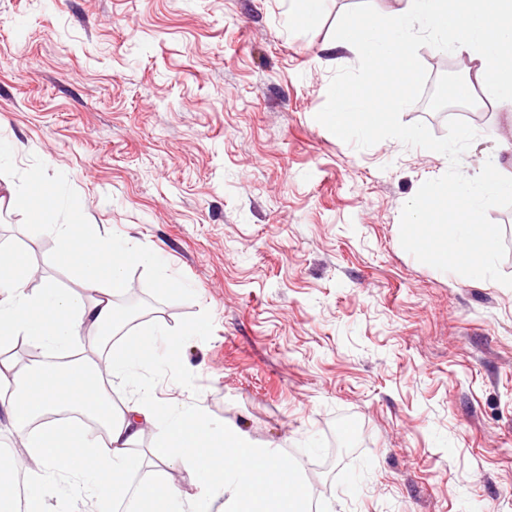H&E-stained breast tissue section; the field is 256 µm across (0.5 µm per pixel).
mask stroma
Listing matches in <instances>:
<instances>
[{"label":"stroma","instance_id":"stroma-1","mask_svg":"<svg viewBox=\"0 0 512 512\" xmlns=\"http://www.w3.org/2000/svg\"><path fill=\"white\" fill-rule=\"evenodd\" d=\"M396 6L326 0L303 21L296 0H0V183L18 191L0 242L38 269L29 287L83 291L45 262L33 180L57 223L81 209L128 237L151 310L126 334L202 325L142 386L294 454L318 512H512V289L400 244L403 205L449 161L359 150L316 119L358 62L338 27ZM460 109L481 117L462 172L512 165V112Z\"/></svg>","mask_w":512,"mask_h":512}]
</instances>
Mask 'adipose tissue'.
Instances as JSON below:
<instances>
[{
	"label": "adipose tissue",
	"mask_w": 512,
	"mask_h": 512,
	"mask_svg": "<svg viewBox=\"0 0 512 512\" xmlns=\"http://www.w3.org/2000/svg\"><path fill=\"white\" fill-rule=\"evenodd\" d=\"M387 23L358 18L336 32L334 48L361 54L370 76L340 95L324 120L337 135L376 132L425 82L415 32L428 30L438 49H454L496 107L512 112V0H398ZM29 220L50 227L48 265L74 270L78 294L52 281L27 288L14 253L0 246V346L22 342L42 349L35 362L0 363V407L23 440V455H0V512H13L14 477H26L25 512H55L46 488L54 478L75 481L79 512H108L122 499L126 512H296L302 481H289L300 462L272 453L231 425L214 426L203 401L156 402L139 382L159 350L176 361L178 335L139 330L111 346L106 364L82 358L49 364L74 347L100 345L98 331L115 321V300L128 286L127 246L96 235L87 214L58 224L45 202ZM71 416L56 419V412ZM150 447H143L145 436ZM76 443L77 452L64 447ZM187 472V485L174 481Z\"/></svg>",
	"instance_id": "adipose-tissue-1"
}]
</instances>
